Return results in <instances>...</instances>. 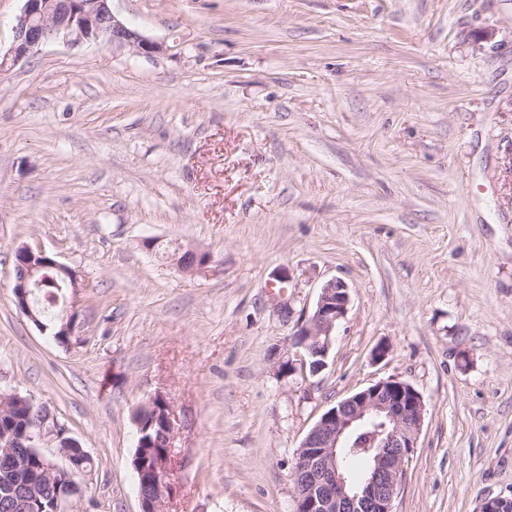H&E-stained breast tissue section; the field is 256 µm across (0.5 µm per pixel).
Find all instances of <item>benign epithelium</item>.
<instances>
[{
    "instance_id": "1",
    "label": "benign epithelium",
    "mask_w": 512,
    "mask_h": 512,
    "mask_svg": "<svg viewBox=\"0 0 512 512\" xmlns=\"http://www.w3.org/2000/svg\"><path fill=\"white\" fill-rule=\"evenodd\" d=\"M14 32V44L9 56L0 57V68L9 62L22 61L52 41L76 45L102 40L141 55L163 50L162 45L119 20L112 13L109 0H25ZM17 256L14 284L17 306L36 322L39 331L46 332L50 327L37 321L33 296L49 255L27 247L19 250ZM173 261L180 269L191 272L205 269L210 263L204 253L192 250L175 252ZM349 304V288L344 281L332 279L323 284L311 316L300 324L294 342L278 365H287L291 375L306 370L313 348H321L323 356H328L332 332L346 315ZM424 412L422 394L398 377L380 380L327 410L305 435L296 453L292 477L299 476L301 481L294 482L295 512H393L394 499L417 448ZM356 424H370L375 428L377 447L373 466L360 483L353 484L342 468L338 448ZM163 434L165 449L161 455L133 464L143 488L139 493L141 512H163L169 493V478L173 473V423L169 416ZM47 437L58 442L62 461L40 452L38 472L47 482L65 488L64 496L54 505L55 512H68L72 500L87 489L88 474L81 469V459L87 453L81 450L78 441L64 436L47 409H41L35 432L22 437L0 433V456L25 463L30 449L41 448ZM39 495L40 487L35 482L12 490L5 505L11 510L27 509Z\"/></svg>"
}]
</instances>
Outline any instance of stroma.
Returning a JSON list of instances; mask_svg holds the SVG:
<instances>
[{
    "mask_svg": "<svg viewBox=\"0 0 512 512\" xmlns=\"http://www.w3.org/2000/svg\"><path fill=\"white\" fill-rule=\"evenodd\" d=\"M111 8L161 52L53 41L0 70V393L92 458L73 512H140L134 416L158 394L164 512H294L304 436L391 376L425 402L394 512L512 496V0ZM25 246L76 272L73 342L16 305ZM334 278L325 367L279 372Z\"/></svg>",
    "mask_w": 512,
    "mask_h": 512,
    "instance_id": "obj_1",
    "label": "stroma"
}]
</instances>
